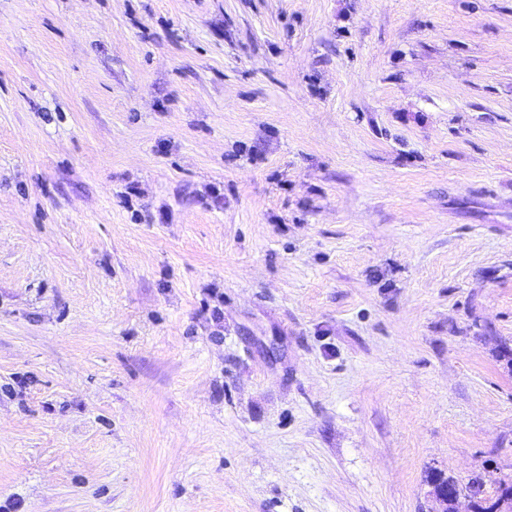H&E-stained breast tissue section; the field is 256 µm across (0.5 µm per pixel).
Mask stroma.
I'll use <instances>...</instances> for the list:
<instances>
[{"label": "stroma", "mask_w": 512, "mask_h": 512, "mask_svg": "<svg viewBox=\"0 0 512 512\" xmlns=\"http://www.w3.org/2000/svg\"><path fill=\"white\" fill-rule=\"evenodd\" d=\"M512 476V0H0V512H431ZM428 478V482L431 485L438 487H432V495L440 508L436 510L437 512H453L452 502L448 501V491L446 487L441 488L444 484L448 485L449 491L456 492V497L469 491V498L472 500L471 512H492L488 507L490 503L499 501L505 493L512 495V478L500 480L498 485L488 493L483 490V485L477 478L466 485L461 483L456 477L442 471H431ZM446 501L448 511L444 508Z\"/></svg>", "instance_id": "1"}]
</instances>
